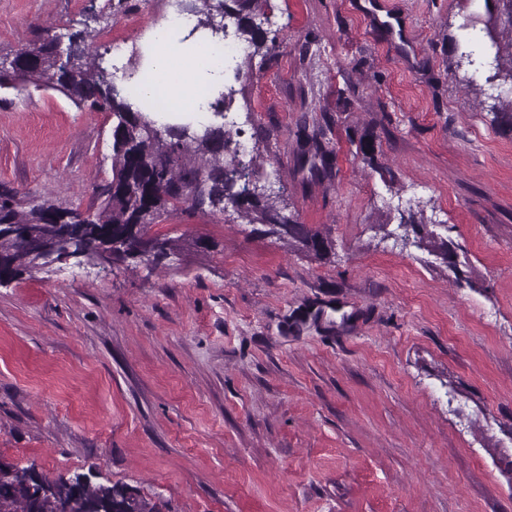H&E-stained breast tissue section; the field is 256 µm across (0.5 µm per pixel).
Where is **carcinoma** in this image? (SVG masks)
<instances>
[{
  "label": "carcinoma",
  "mask_w": 512,
  "mask_h": 512,
  "mask_svg": "<svg viewBox=\"0 0 512 512\" xmlns=\"http://www.w3.org/2000/svg\"><path fill=\"white\" fill-rule=\"evenodd\" d=\"M267 0H189L186 11L199 16L188 36L207 30L221 39L233 37L250 48L245 60L259 55L266 46L263 29L267 20L258 8ZM483 31L487 42L478 55L462 54L467 65L489 71L485 83L493 89L512 92V0H492ZM108 49L87 42L80 31L68 34L66 45L51 28L41 30L33 43L21 47L11 64L0 68V90L52 89L75 105L91 112H110L112 126V180L101 187L103 205L92 220H79L78 210L51 200L19 209V192H0V279H14L32 271L25 239L13 234L12 226L23 224L47 245L55 244V225H69L67 243L80 248L89 262L98 258L106 239L112 240V262L128 259L127 241L151 240L174 250L172 240L150 236L148 227L164 214L181 209L224 212L231 208L241 217L267 226V234L286 240L302 251L323 259L328 244L318 230L284 214L271 194L250 184L254 158L237 159L239 141L230 132L192 122L151 131L152 113L134 106L117 91L113 73L105 65ZM235 90L208 103L213 115L229 111ZM54 489L53 498L40 496L42 486ZM0 512H153L133 489L88 485L81 494L67 480L35 477L28 466L11 464L0 468Z\"/></svg>",
  "instance_id": "cac0c4a2"
}]
</instances>
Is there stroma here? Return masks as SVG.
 <instances>
[{
	"instance_id": "1",
	"label": "stroma",
	"mask_w": 512,
	"mask_h": 512,
	"mask_svg": "<svg viewBox=\"0 0 512 512\" xmlns=\"http://www.w3.org/2000/svg\"><path fill=\"white\" fill-rule=\"evenodd\" d=\"M231 113L276 204L334 244L233 211L150 231L178 248L0 283V462L136 488L157 512H512V130L462 64L484 0H267ZM141 14L137 32L124 20ZM165 0H0V56L37 28L126 34ZM112 116L0 93V188L98 208ZM319 130L336 156L303 166ZM372 138L373 163L358 146ZM422 209L451 262L394 239Z\"/></svg>"
}]
</instances>
